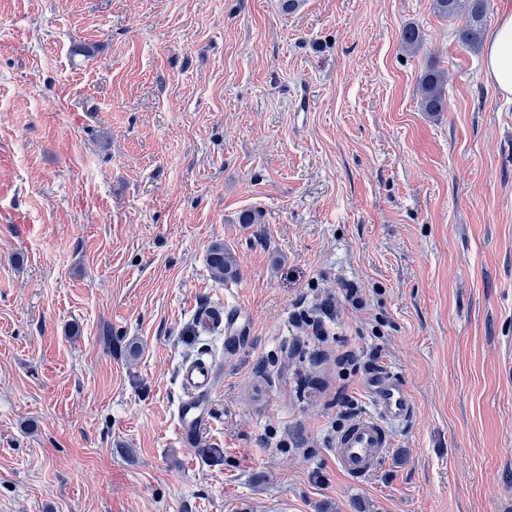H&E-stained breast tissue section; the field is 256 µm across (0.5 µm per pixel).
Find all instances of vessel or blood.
I'll return each mask as SVG.
<instances>
[{
    "mask_svg": "<svg viewBox=\"0 0 512 512\" xmlns=\"http://www.w3.org/2000/svg\"><path fill=\"white\" fill-rule=\"evenodd\" d=\"M201 331L224 338L225 350L240 342L249 326L246 311L237 306L202 310L197 315ZM179 380L185 396L176 411V431L186 440L197 439L210 421L211 395L215 382L212 359L197 357L182 363ZM365 394L371 407L351 422L337 437L332 456L337 467L352 479L373 473L391 444L393 425L407 421L414 413V401L403 381L387 372L368 379Z\"/></svg>",
    "mask_w": 512,
    "mask_h": 512,
    "instance_id": "obj_1",
    "label": "vessel or blood"
}]
</instances>
